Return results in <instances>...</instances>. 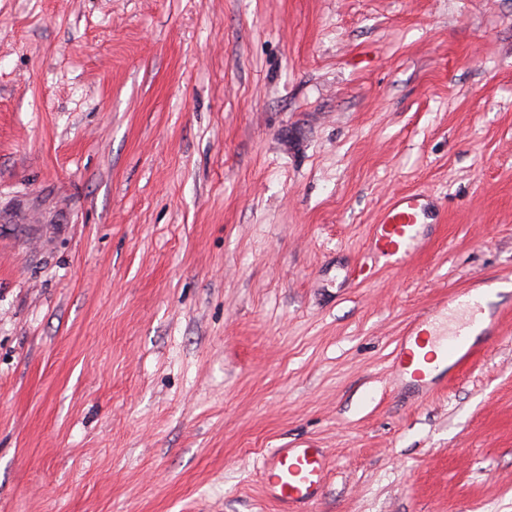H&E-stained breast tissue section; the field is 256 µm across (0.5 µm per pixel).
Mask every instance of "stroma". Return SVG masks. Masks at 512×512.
<instances>
[{
  "label": "stroma",
  "instance_id": "1",
  "mask_svg": "<svg viewBox=\"0 0 512 512\" xmlns=\"http://www.w3.org/2000/svg\"><path fill=\"white\" fill-rule=\"evenodd\" d=\"M438 227L366 281L392 196ZM499 333L420 399L415 317ZM512 0H0V512H512ZM324 448H274L258 464L266 497L278 512H308L327 476Z\"/></svg>",
  "mask_w": 512,
  "mask_h": 512
}]
</instances>
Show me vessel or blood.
Masks as SVG:
<instances>
[{
    "instance_id": "vessel-or-blood-1",
    "label": "vessel or blood",
    "mask_w": 512,
    "mask_h": 512,
    "mask_svg": "<svg viewBox=\"0 0 512 512\" xmlns=\"http://www.w3.org/2000/svg\"><path fill=\"white\" fill-rule=\"evenodd\" d=\"M429 202L421 194L393 197L369 240V260L354 270L356 278H368L376 270H398L425 244L424 226ZM431 343L433 366L414 368V347ZM477 353L476 344L466 342L461 331L450 336H429L423 320H414L396 345L393 380L410 381L427 390L444 379L451 369L467 364ZM263 490L277 512H309L321 495L327 476V456L322 448H275L258 464Z\"/></svg>"
}]
</instances>
